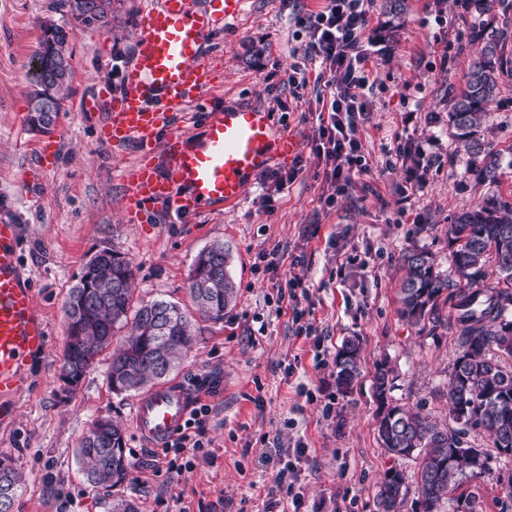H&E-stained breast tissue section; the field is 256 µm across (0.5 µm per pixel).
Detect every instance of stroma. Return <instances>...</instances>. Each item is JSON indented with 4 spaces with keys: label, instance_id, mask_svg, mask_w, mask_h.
I'll list each match as a JSON object with an SVG mask.
<instances>
[{
    "label": "stroma",
    "instance_id": "1",
    "mask_svg": "<svg viewBox=\"0 0 512 512\" xmlns=\"http://www.w3.org/2000/svg\"><path fill=\"white\" fill-rule=\"evenodd\" d=\"M154 2L114 0L109 26L97 28L75 21L63 0H0V223L19 227L21 270L47 332L14 398V419L0 425V455L11 456L22 476L10 512H112L117 499L137 512H279L270 489L299 444L306 448L296 464L300 512H378L386 471L410 474L416 464L378 443L376 365L393 370L394 403L449 418L445 394L458 353L449 309L441 307V324L414 325L398 314V292L410 247L427 248L450 273L448 226L489 189L448 130L449 96L464 87L478 49L468 37L472 17L463 0H404L389 34L383 0H373L359 44L372 82L360 127L369 169L329 205L311 143L331 75L305 61L307 34L297 22L323 0H244L239 15L208 38L216 86L198 110L271 112L296 136L301 171L284 188L288 165L265 170L232 207L137 215L122 173L139 164L140 153L102 141L99 131L103 99L122 95L138 19ZM49 23L70 35L73 77L53 132L41 135L28 124L26 74ZM300 64L308 69L302 88L290 81ZM483 137L507 163L500 193L512 194V78L491 105ZM421 152L435 162L418 178ZM215 242L230 250L237 302L222 321L196 319V343L169 376L201 383L209 407L205 446L193 469L176 473L163 449L133 434L138 395L112 392L106 360L90 366L76 388L65 386V302L89 256L114 248L133 263L134 304L163 297L192 307L191 266ZM293 274L304 291L303 321L313 326L308 336L280 298ZM351 336L362 342V368L343 393L333 359ZM101 418L125 430L130 473L114 488L90 484L77 456ZM460 490L473 496L475 512H512V459L463 477Z\"/></svg>",
    "mask_w": 512,
    "mask_h": 512
}]
</instances>
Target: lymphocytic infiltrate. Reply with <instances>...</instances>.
I'll return each instance as SVG.
<instances>
[{
  "label": "lymphocytic infiltrate",
  "instance_id": "f902f5d3",
  "mask_svg": "<svg viewBox=\"0 0 512 512\" xmlns=\"http://www.w3.org/2000/svg\"><path fill=\"white\" fill-rule=\"evenodd\" d=\"M371 0H324L322 8L303 17L308 32L304 55L320 62L333 74L326 114L319 119L312 141L313 153L324 164L325 180L332 193L325 199L333 204L336 195L347 191L355 174L367 171L359 126L369 110L367 58L358 45L369 22ZM207 405L194 403L183 432L166 450L172 453L169 469H192L197 452L203 448Z\"/></svg>",
  "mask_w": 512,
  "mask_h": 512
}]
</instances>
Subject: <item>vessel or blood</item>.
<instances>
[{
    "instance_id": "obj_1",
    "label": "vessel or blood",
    "mask_w": 512,
    "mask_h": 512,
    "mask_svg": "<svg viewBox=\"0 0 512 512\" xmlns=\"http://www.w3.org/2000/svg\"><path fill=\"white\" fill-rule=\"evenodd\" d=\"M133 58L124 75L123 95L110 104L100 135L118 144L135 143L141 152L163 149V164L149 159L126 175L135 212L156 205L202 211L238 203L252 177L286 163L296 138L261 109L217 112L205 122L200 140L177 130L172 120L200 103L214 86V61L205 48L219 22L191 11L188 0H161L144 10ZM189 189L175 197L172 184ZM47 342L30 286L19 263V229L0 224V424L15 415L13 395L26 381L28 360ZM194 394L170 383L141 397L133 422L143 442L161 446L182 432Z\"/></svg>"
}]
</instances>
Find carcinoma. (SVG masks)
<instances>
[{"instance_id": "carcinoma-1", "label": "carcinoma", "mask_w": 512, "mask_h": 512, "mask_svg": "<svg viewBox=\"0 0 512 512\" xmlns=\"http://www.w3.org/2000/svg\"><path fill=\"white\" fill-rule=\"evenodd\" d=\"M477 27L473 39L479 49L469 67L465 88L450 97L448 126L457 147L473 159H481L479 174L490 184L499 182L501 162L485 151L480 128L488 118V106L499 91L501 78L512 77V59L505 56L507 33L483 19L488 0H468ZM44 33L57 53L72 60L69 32L48 25ZM53 55L35 53L28 74L30 96L43 91L41 78L54 66ZM452 266L462 284L449 291L448 276L436 267L424 248L405 251V277L400 288L399 315L411 323L435 318L439 304L451 302L459 331V353L453 364L446 399L449 414L458 424L448 429L428 414L392 403L390 369L381 363L372 378V396L378 404L377 438L394 458L412 459L421 512H438L441 501L461 485L462 476L488 469L493 455L472 445V430L486 433L497 455L512 457V202L488 194L471 208L458 213L448 225ZM228 251L224 244L208 247V256L196 257L190 291L199 315L212 321L236 302V285L224 270ZM134 269L131 261L114 249H103L84 265L65 304L67 340L63 352V379L77 385L90 364L112 349L107 379L117 394L136 392L162 382L177 360L190 351L196 329L192 313L160 298L131 310ZM129 327L115 339L117 330ZM360 341L345 340L334 360L336 386L353 388L360 375ZM77 455L88 482L117 486L129 471L126 440L121 426L98 420L82 440ZM408 477L389 469L377 492L379 512H402ZM17 490L21 476L8 456H0V487Z\"/></svg>"}]
</instances>
